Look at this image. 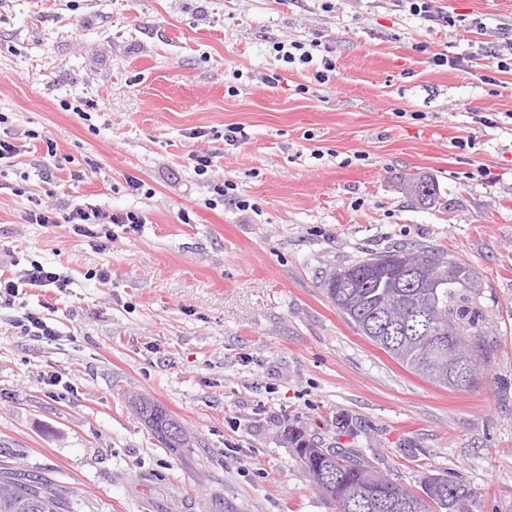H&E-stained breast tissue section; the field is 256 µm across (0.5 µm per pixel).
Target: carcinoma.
I'll use <instances>...</instances> for the list:
<instances>
[{"label": "carcinoma", "mask_w": 512, "mask_h": 512, "mask_svg": "<svg viewBox=\"0 0 512 512\" xmlns=\"http://www.w3.org/2000/svg\"><path fill=\"white\" fill-rule=\"evenodd\" d=\"M329 301L356 332L402 367L440 387H448V367L460 348L468 349L474 373L459 388L478 383L480 363L487 358L479 333L438 340L413 321L417 308L428 305L443 318L460 320L468 301L465 293L479 287L476 272L448 252L417 244L394 245L348 264L334 266L322 276ZM410 308L407 320L391 331L382 326L387 304ZM136 411L152 421L154 435L168 448H184L178 437H167L176 419L146 397H136ZM288 443L313 480L317 491L334 502L337 512H470L475 492L466 484L440 475L421 481L418 496L391 479L350 448L324 446L303 431L288 432ZM0 512H75L71 496L46 478L24 480L17 473L0 474Z\"/></svg>", "instance_id": "1"}]
</instances>
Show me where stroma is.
Masks as SVG:
<instances>
[{"label":"stroma","mask_w":512,"mask_h":512,"mask_svg":"<svg viewBox=\"0 0 512 512\" xmlns=\"http://www.w3.org/2000/svg\"><path fill=\"white\" fill-rule=\"evenodd\" d=\"M435 6L451 25L406 0H0V137L25 147L0 164V276L40 262L71 281L0 297V468L79 492L81 512H336L285 437L301 427L413 491L431 469L475 491L471 512H512V72L497 71L512 0ZM315 38L305 66L274 50ZM84 100L97 107L82 117ZM231 125L246 133L233 146ZM400 173L433 180L438 204L407 198ZM222 181L237 201L213 204ZM45 197L144 223L98 250L30 223ZM394 242L481 278L467 308L488 358L472 388L409 372L320 288ZM29 311L57 336L21 333ZM134 394L190 447L164 448ZM409 11L423 22H441L448 26V15L433 8L430 0H406Z\"/></svg>","instance_id":"stroma-1"}]
</instances>
